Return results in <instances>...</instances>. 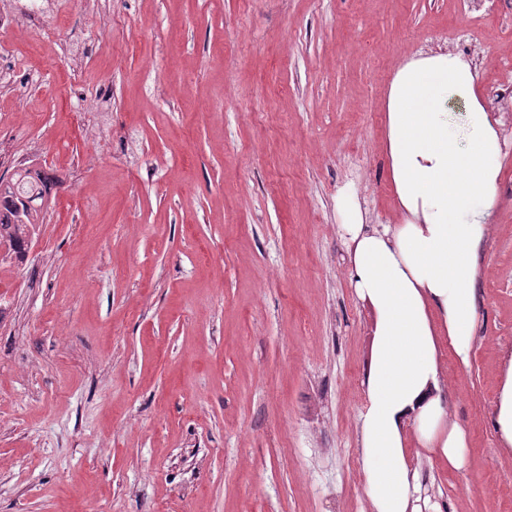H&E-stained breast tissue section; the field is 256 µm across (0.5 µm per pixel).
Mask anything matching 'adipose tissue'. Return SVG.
Returning a JSON list of instances; mask_svg holds the SVG:
<instances>
[{"instance_id":"adipose-tissue-1","label":"adipose tissue","mask_w":512,"mask_h":512,"mask_svg":"<svg viewBox=\"0 0 512 512\" xmlns=\"http://www.w3.org/2000/svg\"><path fill=\"white\" fill-rule=\"evenodd\" d=\"M467 105L464 135L448 126V101ZM386 160L404 219L372 224L336 197L350 284L370 315V351L357 418L369 512H442L426 493L410 446L461 470L469 432L448 419L444 357L471 362L478 255L487 240L505 156L475 66L450 51L402 64L386 98ZM493 413L501 447H512V350L502 354Z\"/></svg>"}]
</instances>
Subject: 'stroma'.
<instances>
[{
    "mask_svg": "<svg viewBox=\"0 0 512 512\" xmlns=\"http://www.w3.org/2000/svg\"><path fill=\"white\" fill-rule=\"evenodd\" d=\"M0 17V171L59 184L25 262L0 250V512H367L355 427L369 316L336 194L397 224L383 99L445 48L506 142L444 512H512L492 426L512 349V0H75Z\"/></svg>",
    "mask_w": 512,
    "mask_h": 512,
    "instance_id": "35a3bbf8",
    "label": "stroma"
}]
</instances>
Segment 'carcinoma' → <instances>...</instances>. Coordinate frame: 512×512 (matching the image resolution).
Returning a JSON list of instances; mask_svg holds the SVG:
<instances>
[{"instance_id": "1", "label": "carcinoma", "mask_w": 512, "mask_h": 512, "mask_svg": "<svg viewBox=\"0 0 512 512\" xmlns=\"http://www.w3.org/2000/svg\"><path fill=\"white\" fill-rule=\"evenodd\" d=\"M54 186V177L40 168L0 177V243L7 244L20 263L26 258L25 244L44 223V203L52 201Z\"/></svg>"}]
</instances>
